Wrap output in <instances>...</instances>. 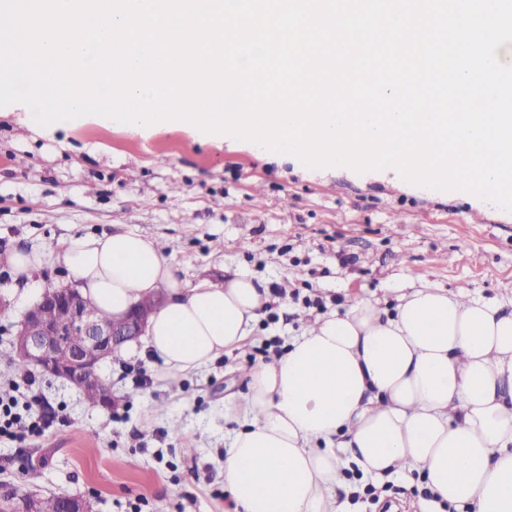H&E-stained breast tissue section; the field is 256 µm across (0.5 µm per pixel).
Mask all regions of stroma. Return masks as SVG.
Masks as SVG:
<instances>
[{
    "label": "stroma",
    "instance_id": "35a3bbf8",
    "mask_svg": "<svg viewBox=\"0 0 512 512\" xmlns=\"http://www.w3.org/2000/svg\"><path fill=\"white\" fill-rule=\"evenodd\" d=\"M24 116L20 104L0 106V250L51 251L70 234L134 228L169 245L189 284L237 272L272 295L245 345L203 371L164 379L143 342L124 347L101 367L112 409L38 374L33 412L55 420L40 437L0 439L7 485L84 495L95 512H227L223 454L234 426L224 414L229 396L246 391L249 366L357 295L390 309L425 281L512 303V212L474 195L309 168L178 130L91 121L45 137ZM67 279L46 266L24 286L0 267V354L10 325ZM428 497L422 480L403 477L339 494L347 512H402L403 501Z\"/></svg>",
    "mask_w": 512,
    "mask_h": 512
}]
</instances>
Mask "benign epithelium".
Segmentation results:
<instances>
[{
	"label": "benign epithelium",
	"mask_w": 512,
	"mask_h": 512,
	"mask_svg": "<svg viewBox=\"0 0 512 512\" xmlns=\"http://www.w3.org/2000/svg\"><path fill=\"white\" fill-rule=\"evenodd\" d=\"M161 304L135 306L110 321H96L87 315L91 306L72 285L46 290L15 325L13 347L28 362L52 376L62 378L79 392L88 388L100 390L107 405L113 404L112 385L101 375V365L112 352L146 335L148 320ZM61 309L64 319L49 322L40 315V306ZM63 512H92L89 499L82 496H64Z\"/></svg>",
	"instance_id": "obj_1"
}]
</instances>
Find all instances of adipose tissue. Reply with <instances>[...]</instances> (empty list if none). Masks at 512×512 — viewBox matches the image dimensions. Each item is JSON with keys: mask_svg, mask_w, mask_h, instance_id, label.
Here are the masks:
<instances>
[{"mask_svg": "<svg viewBox=\"0 0 512 512\" xmlns=\"http://www.w3.org/2000/svg\"><path fill=\"white\" fill-rule=\"evenodd\" d=\"M47 264L111 315L163 294L145 347L170 374L241 347L270 301L244 274L188 285L135 229L0 254L17 280ZM226 419L238 425L224 449L232 512H343L337 492L356 470L377 480L416 471L436 505L512 512V310L430 283L391 309L352 298L252 365Z\"/></svg>", "mask_w": 512, "mask_h": 512, "instance_id": "ef3b65f1", "label": "adipose tissue"}]
</instances>
